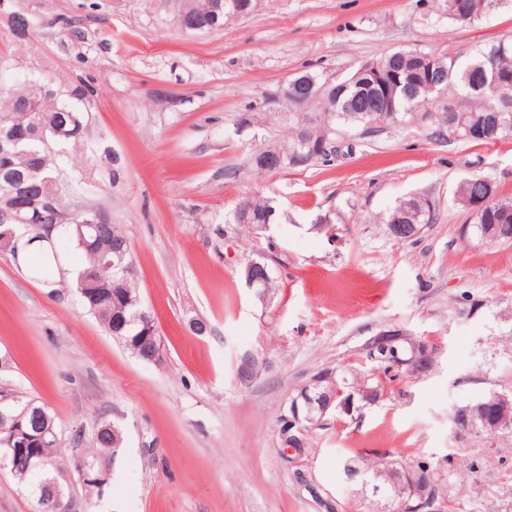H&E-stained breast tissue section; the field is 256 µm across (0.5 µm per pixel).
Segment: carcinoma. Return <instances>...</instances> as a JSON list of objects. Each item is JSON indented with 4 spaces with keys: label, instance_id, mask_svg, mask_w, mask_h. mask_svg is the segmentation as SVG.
<instances>
[{
    "label": "carcinoma",
    "instance_id": "cac0c4a2",
    "mask_svg": "<svg viewBox=\"0 0 512 512\" xmlns=\"http://www.w3.org/2000/svg\"><path fill=\"white\" fill-rule=\"evenodd\" d=\"M231 4V0H189L188 6L192 19L205 26L215 22L224 23V19L235 16L227 7L217 12L216 2ZM502 0H462V6L472 21H479L484 15L498 7ZM378 65L382 79L397 81L399 87L387 111H376L374 101L379 99L378 89L364 83L357 77L358 71L333 83L334 90L321 91L326 84L322 77L309 70L299 73L308 83L314 84L313 103L321 105V111L314 116L301 119L297 132L286 142L288 152L296 161L303 163H329L331 155L311 151V148L324 139H331L338 132L337 126L362 128V133L384 131L388 128L415 121L434 120L436 127L432 135L438 139L450 136L448 123H455L457 140L476 144H493L512 137V98L504 100L498 91L494 79L498 78L512 85V36L498 39L488 45L476 56L461 59L437 50L401 49L387 53L374 60ZM5 105L0 115L14 112L15 126L21 132L22 154L11 159V167L0 163V182L15 174L27 172V167L38 157H47L49 176H56V147L54 142H46L33 134L34 120L51 122L56 116L71 114L76 122L84 124V112L90 108L87 95L78 90L57 89L55 95L42 99V112L33 116L25 112L14 111L13 96H4ZM484 201L483 206L472 211L475 234L481 240L494 243H512V198L499 195L497 182L490 176H476L463 180L456 190V200L470 207L473 200ZM250 219H243L239 213L233 214V223L245 224L251 230H259V224L272 206L261 200L246 202ZM436 215L435 202L427 196H409L399 201L386 220V230L394 224H430ZM494 227V233L486 234L485 229ZM76 246L87 258V265L97 268L100 275L109 280L120 278L128 300L117 297L112 300V311L97 309L93 315L107 332H112L110 315H121L124 326L115 338L138 358L146 356L152 348L147 336L148 329L141 317V302L132 287L133 262L130 254L119 257L114 253L117 243L126 241V235L118 224L105 226L92 249L85 248L77 236H72ZM414 344L403 339L393 341L389 347L378 345L373 340L367 346L362 365L352 370L347 368L339 377L322 382L320 390L339 391L337 400L344 399L349 392L357 395V407L363 408L379 402L387 394V386L400 378L405 372H418L430 367L432 357L426 356L413 361ZM412 362L407 367L397 368L400 362ZM41 403L30 397L16 396L3 406L17 415L25 416L30 406ZM455 427L462 431L483 433L489 437L512 433V420L504 422L498 428H483L481 422H471L458 417ZM116 441L113 425L102 421L97 423L91 439V446L97 454L89 460L100 462V456L112 455ZM6 449L0 450V460L6 459L7 467L16 476L27 481L30 492H39L50 484L68 490V468L61 466L58 460V443L53 442L42 449L45 464H37L28 457H3ZM406 474L397 459L382 458L364 470L348 468L349 477H363V483L372 486L373 493L400 501L406 487L392 480L393 470Z\"/></svg>",
    "mask_w": 512,
    "mask_h": 512
}]
</instances>
